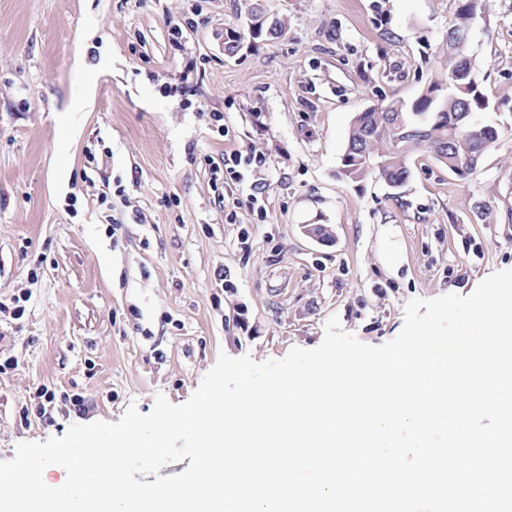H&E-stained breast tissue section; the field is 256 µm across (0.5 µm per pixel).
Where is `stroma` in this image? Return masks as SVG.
I'll return each instance as SVG.
<instances>
[{
  "mask_svg": "<svg viewBox=\"0 0 512 512\" xmlns=\"http://www.w3.org/2000/svg\"><path fill=\"white\" fill-rule=\"evenodd\" d=\"M459 4L267 0L287 34L229 57L249 0H0V461L160 394L183 403L220 353L317 347L333 316L384 344L410 300L512 269V0L471 25L503 129L476 170L419 153L398 189L339 173L359 112L427 88ZM233 150L266 165L216 183Z\"/></svg>",
  "mask_w": 512,
  "mask_h": 512,
  "instance_id": "35a3bbf8",
  "label": "stroma"
}]
</instances>
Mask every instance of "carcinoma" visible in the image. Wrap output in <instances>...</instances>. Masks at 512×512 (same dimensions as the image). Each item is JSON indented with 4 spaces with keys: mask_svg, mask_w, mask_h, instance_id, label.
Instances as JSON below:
<instances>
[{
    "mask_svg": "<svg viewBox=\"0 0 512 512\" xmlns=\"http://www.w3.org/2000/svg\"><path fill=\"white\" fill-rule=\"evenodd\" d=\"M481 6L482 0H462L425 93L410 105L392 102L355 117L341 158V176L353 182L377 177L387 184L402 185L410 176V158L424 152L449 172L464 178L496 146L500 132L495 125L483 122L488 127L484 132L453 122V115L464 101L478 115L489 108L478 82H470L464 88L457 79L463 67L475 70L469 53V31ZM271 21L270 25L248 26L249 36L266 40L286 34L287 19L274 16Z\"/></svg>",
    "mask_w": 512,
    "mask_h": 512,
    "instance_id": "carcinoma-1",
    "label": "carcinoma"
}]
</instances>
